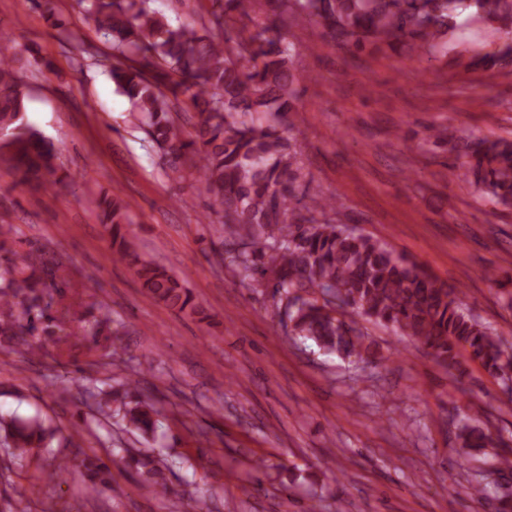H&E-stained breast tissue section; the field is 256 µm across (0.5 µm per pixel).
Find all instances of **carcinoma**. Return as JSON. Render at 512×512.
I'll use <instances>...</instances> for the list:
<instances>
[{
	"label": "carcinoma",
	"mask_w": 512,
	"mask_h": 512,
	"mask_svg": "<svg viewBox=\"0 0 512 512\" xmlns=\"http://www.w3.org/2000/svg\"><path fill=\"white\" fill-rule=\"evenodd\" d=\"M154 0H79L98 31L112 42L115 62L109 75L134 107L131 121L174 155L195 157L198 180L224 217L220 229L232 242L222 260L254 288L279 295L288 334L312 340L328 354L362 360L371 344L359 320L393 327L401 336L432 350L449 374L463 375L470 363L512 391V352L493 328L469 314L460 291L438 282L415 263L397 256L380 240L348 234L338 224H321L309 212L336 208V198L305 202L298 191V152L277 126L263 124L261 114L284 120L294 111L297 58L292 44L265 25L249 41L233 38L229 22L247 15L250 0H213L210 24L172 26L152 8ZM272 9L286 7L289 23L320 24L330 41L352 53L370 54L387 47L407 48L417 56L448 53V39L468 17L512 35V0H269ZM52 64L26 48L0 50V138L9 142L8 161L18 182L40 180L55 172L56 150L26 119L20 70ZM466 70L512 65V43L482 54L457 58ZM185 97L194 112L185 132L172 117L171 100ZM435 143L446 142L461 160L452 175L501 206L512 207V141L474 139L461 132L434 131ZM101 224L114 254L135 266L148 295L168 307L197 311L191 292L180 280L140 258L128 232L130 206L118 197L98 202ZM52 275L46 252L31 246L19 261L0 268V336L10 339L34 332L51 335L50 303L35 272ZM106 323L81 321L73 336H98ZM82 403L96 415H122L131 432L147 434L158 413L140 381L126 379L105 388H86ZM12 456L23 459L34 448L47 447L53 430L34 416L0 417ZM461 446L476 452L492 446L484 429L469 421L457 425ZM143 483L166 494V464L150 454L130 457ZM87 487L97 492L111 484L107 464L97 457L80 460Z\"/></svg>",
	"instance_id": "obj_1"
}]
</instances>
